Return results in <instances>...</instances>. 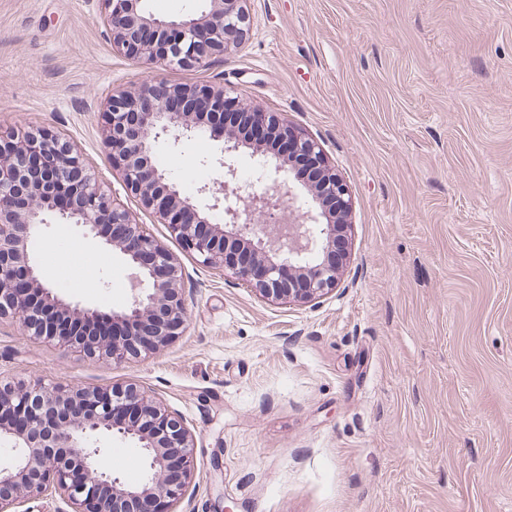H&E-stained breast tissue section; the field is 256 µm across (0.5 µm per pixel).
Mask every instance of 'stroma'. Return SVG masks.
<instances>
[{"label":"stroma","mask_w":512,"mask_h":512,"mask_svg":"<svg viewBox=\"0 0 512 512\" xmlns=\"http://www.w3.org/2000/svg\"><path fill=\"white\" fill-rule=\"evenodd\" d=\"M102 0H0V136L58 132L185 268L187 324L107 363L0 320V381L135 383L194 435L176 512H512V0H247L239 48L174 83L314 138L352 199L339 284L273 303L201 265L127 194L102 137L112 92L149 75L113 52ZM210 144L160 148L186 193L224 187ZM48 288L103 311L131 267L44 229ZM104 470L138 483L135 445Z\"/></svg>","instance_id":"35a3bbf8"}]
</instances>
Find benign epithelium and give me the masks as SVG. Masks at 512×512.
I'll list each match as a JSON object with an SVG mask.
<instances>
[{"mask_svg":"<svg viewBox=\"0 0 512 512\" xmlns=\"http://www.w3.org/2000/svg\"><path fill=\"white\" fill-rule=\"evenodd\" d=\"M198 13L158 17L144 0H103L104 26L112 48L149 67H204L240 44L244 0H204ZM230 102L259 137L253 153L275 159L270 184L259 193L237 183L224 157L211 163L234 183L232 196L213 203L207 184L185 195L155 161L162 139L221 142L235 152L246 143L224 120L205 110ZM104 143L125 187L159 223L206 267L232 275L271 301L310 302L336 288V270L346 259L344 232L351 196L321 146L274 112L245 105L222 88L189 87L154 79L112 95L105 110ZM309 170L307 196L284 201L280 181L295 165ZM295 206L292 224L266 216ZM224 207V223L210 212ZM82 229L83 237L119 251L135 270L139 288L124 310L107 315L54 295L34 265L30 243L52 223ZM183 269L121 203L101 185L81 154L45 129L0 139V319L18 322L27 336L61 347L78 346L112 360L152 352L182 334L187 310ZM107 316L130 329L124 341L108 336L89 342L69 320ZM0 443L9 447L0 463V512H28L32 498L60 497L71 512H175L193 475V436L184 423L134 383L106 389L0 382ZM119 436L142 450L146 471L130 485L99 467L103 438Z\"/></svg>","mask_w":512,"mask_h":512,"instance_id":"1","label":"benign epithelium"}]
</instances>
